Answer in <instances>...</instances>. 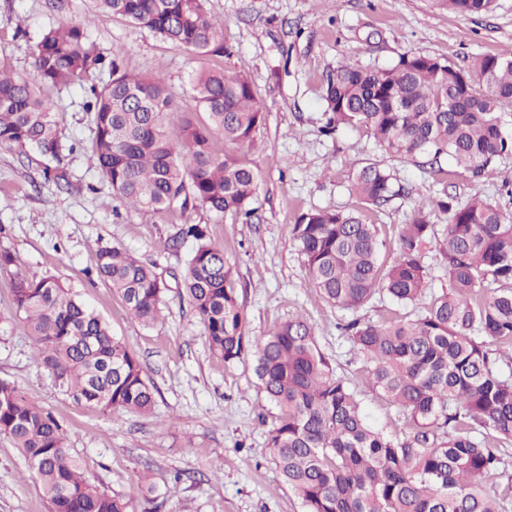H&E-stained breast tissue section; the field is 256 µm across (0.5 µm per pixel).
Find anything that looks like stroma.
Here are the masks:
<instances>
[{
    "mask_svg": "<svg viewBox=\"0 0 512 512\" xmlns=\"http://www.w3.org/2000/svg\"><path fill=\"white\" fill-rule=\"evenodd\" d=\"M206 7L224 23L220 56L175 47L99 11L94 0H69L61 12L49 0H0V58L14 72H31V48L45 29L81 24L103 55L122 48L128 72L164 77L180 109L197 122L208 120L190 94V77L200 71L249 74L265 110L254 146L214 139L218 152L257 171L256 218L245 224L204 209L159 217L126 208L92 165L94 125L83 108L88 89H48L70 182L46 179V161L33 151L0 148V251L16 256L27 275L58 277L90 305L137 356L157 388L156 402L147 416L102 411L60 389L34 361L9 268L0 269V380L59 418L82 471L129 500L134 512L145 507L146 479L157 490L156 512H303L270 460L268 432L278 411L258 386L254 360L227 364L212 354L202 324L179 294L190 247L174 248L172 239L180 224L207 225L232 266L250 336L303 314L337 375L362 390L371 424L402 432L395 408L366 390L362 364L340 330L350 315L316 294L291 228L315 208L356 212L380 226L393 259L399 227L415 203L441 189L463 202L475 195L490 199L512 214V157L478 176L443 159L448 184L440 186L420 167L382 153L358 129L325 134L327 80L339 65L385 67L411 51L461 66L484 53L512 58V0H496L492 11L472 16L436 11L430 0H207ZM373 161L393 170L405 189L378 207L351 190L356 171ZM112 246L156 262L167 286L164 317L156 324L132 319L98 276L97 253ZM51 510L36 475L0 437V512Z\"/></svg>",
    "mask_w": 512,
    "mask_h": 512,
    "instance_id": "stroma-1",
    "label": "stroma"
}]
</instances>
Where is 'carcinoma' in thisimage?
<instances>
[{
  "mask_svg": "<svg viewBox=\"0 0 512 512\" xmlns=\"http://www.w3.org/2000/svg\"><path fill=\"white\" fill-rule=\"evenodd\" d=\"M207 0H95L172 45L222 55L223 25ZM495 0H432L459 15L489 12ZM32 72L23 76L0 60V148H31L56 162L46 174L67 181L64 145L45 86L89 85L93 115L91 160L101 180L130 208L183 215L204 208L248 222L258 180L248 163L219 154L214 134L251 144L265 121L245 74L206 71L190 84L208 123L180 111L160 76L123 69L121 52L105 61L80 26L50 27L34 44ZM325 132L365 130L385 154L425 160L445 175L441 158L474 174L512 156V131L501 114L512 104V60L493 54L460 66L412 53L388 67L342 64L326 88ZM351 190L381 206L398 195L391 172L376 162L359 169ZM448 214L437 227L428 204L400 226L399 255L389 262L375 224L353 212L310 210L292 234L309 281L331 305L353 315L344 326L368 388L397 407L406 432L372 427L362 401L336 375L316 330L295 315L252 338L224 250L201 224H183L173 243H194L183 292L204 326L212 352L226 363L254 357L266 401L278 412L269 432L271 460L304 512H507L512 506L509 463L498 447L512 442V218L479 196L461 203L441 193ZM435 240L450 290L424 301L422 262ZM97 273L145 326L155 324L165 284L130 252L104 247ZM13 296L38 363L78 401L101 410L147 415L154 386L127 345L57 277L18 275ZM419 309L411 318L357 313L373 300ZM0 436L10 440L42 483L53 512H131L80 470L60 421L14 384L0 381Z\"/></svg>",
  "mask_w": 512,
  "mask_h": 512,
  "instance_id": "cac0c4a2",
  "label": "carcinoma"
}]
</instances>
